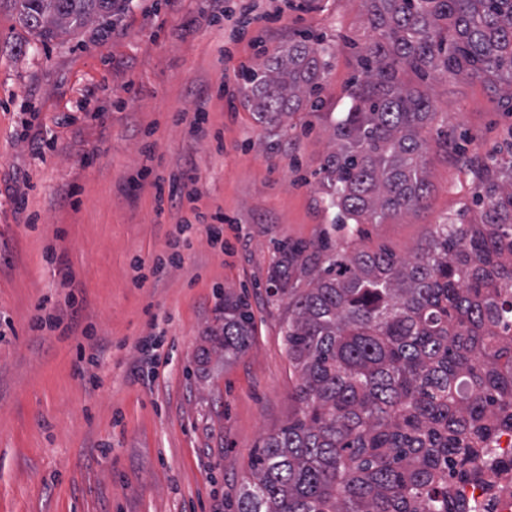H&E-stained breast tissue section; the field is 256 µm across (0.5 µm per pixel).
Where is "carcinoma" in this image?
Masks as SVG:
<instances>
[{"instance_id": "1", "label": "carcinoma", "mask_w": 512, "mask_h": 512, "mask_svg": "<svg viewBox=\"0 0 512 512\" xmlns=\"http://www.w3.org/2000/svg\"><path fill=\"white\" fill-rule=\"evenodd\" d=\"M46 42L110 16L118 0H9ZM373 41L330 124L319 174L338 231L362 233L421 207L425 136L436 117L422 85L438 76L507 78L512 0H361ZM333 49L297 39L245 75V106L277 136L321 105ZM479 185L406 255L286 244L269 275L288 298L284 345L299 410L253 456L235 512H474L465 485L512 431V144L491 162L453 145ZM211 354L252 336L230 294Z\"/></svg>"}]
</instances>
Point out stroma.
<instances>
[{
	"label": "stroma",
	"mask_w": 512,
	"mask_h": 512,
	"mask_svg": "<svg viewBox=\"0 0 512 512\" xmlns=\"http://www.w3.org/2000/svg\"><path fill=\"white\" fill-rule=\"evenodd\" d=\"M258 19L227 43L207 0H125L112 18L40 43L0 0V512H231L263 438L299 409L282 341L286 301L270 297L283 242L332 235L317 173L325 115L346 103L351 43L370 41L361 0H256ZM336 51L323 111L298 112L279 141L245 107V72L288 41ZM436 124L484 158L512 139L493 84L432 81ZM208 111L207 136L190 121ZM423 208L369 224L357 248L407 254L475 188L437 148ZM193 169L192 201L157 199ZM25 193L16 208L15 192ZM222 209L224 247L194 224L181 266L137 287L181 219ZM243 298L246 351L201 364L225 292ZM77 329L34 331L39 310ZM90 327L110 357L97 384L75 371ZM156 334L160 364L128 376Z\"/></svg>",
	"instance_id": "1"
}]
</instances>
